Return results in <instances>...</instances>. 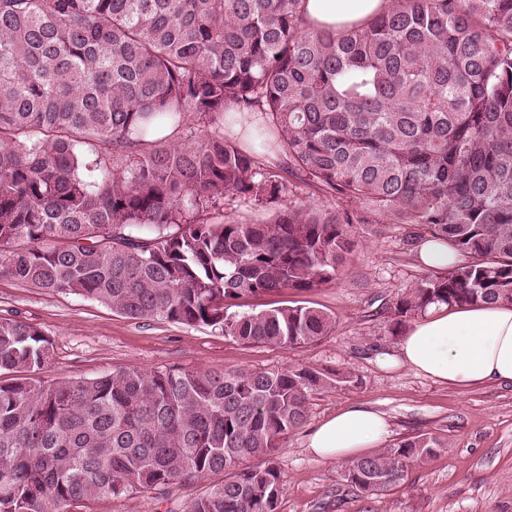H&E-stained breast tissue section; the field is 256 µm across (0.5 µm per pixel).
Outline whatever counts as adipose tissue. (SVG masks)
<instances>
[{"instance_id": "adipose-tissue-1", "label": "adipose tissue", "mask_w": 512, "mask_h": 512, "mask_svg": "<svg viewBox=\"0 0 512 512\" xmlns=\"http://www.w3.org/2000/svg\"><path fill=\"white\" fill-rule=\"evenodd\" d=\"M388 6L389 0H306L304 9L310 27L341 30L363 26ZM381 361L402 363L434 382L460 389L510 383L512 305L431 308L409 328L397 355H382ZM387 434L382 414L350 405L314 426L307 446L315 456L339 462L377 447Z\"/></svg>"}]
</instances>
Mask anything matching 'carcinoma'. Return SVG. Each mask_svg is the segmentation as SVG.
<instances>
[{
    "mask_svg": "<svg viewBox=\"0 0 512 512\" xmlns=\"http://www.w3.org/2000/svg\"><path fill=\"white\" fill-rule=\"evenodd\" d=\"M293 178L341 204L293 202ZM253 196L274 219L224 220ZM382 223L467 257L384 307L391 335L434 305L512 303V0H390L336 32L308 27L303 0H0V277L295 348L333 317L236 301L336 280L353 225ZM52 351L38 325L0 318V512L216 474L186 512H276L281 440L311 395L353 383L309 367L31 377ZM435 447L411 437L344 478L366 491Z\"/></svg>",
    "mask_w": 512,
    "mask_h": 512,
    "instance_id": "cac0c4a2",
    "label": "carcinoma"
}]
</instances>
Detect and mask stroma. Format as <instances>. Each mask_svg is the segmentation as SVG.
Returning <instances> with one entry per match:
<instances>
[{
  "label": "stroma",
  "mask_w": 512,
  "mask_h": 512,
  "mask_svg": "<svg viewBox=\"0 0 512 512\" xmlns=\"http://www.w3.org/2000/svg\"><path fill=\"white\" fill-rule=\"evenodd\" d=\"M356 247L335 282L307 292L285 290L243 298L239 312H258L297 300L331 314L336 325L319 340L297 347L241 343L206 326L133 320L69 292L47 293L0 277V317L38 325L52 343L47 381H79L118 368H189L270 371L311 367L353 373L357 383L311 396L304 426L282 440L275 461L285 481L277 512H512V384L466 390L432 381L399 364L379 362L395 354L376 310L424 276L417 246L401 224H358ZM358 404L385 416V446L424 434L438 446L382 492H365L344 477V465L315 457L307 446L311 426ZM209 480L106 497L91 512H185Z\"/></svg>",
  "instance_id": "35a3bbf8"
}]
</instances>
